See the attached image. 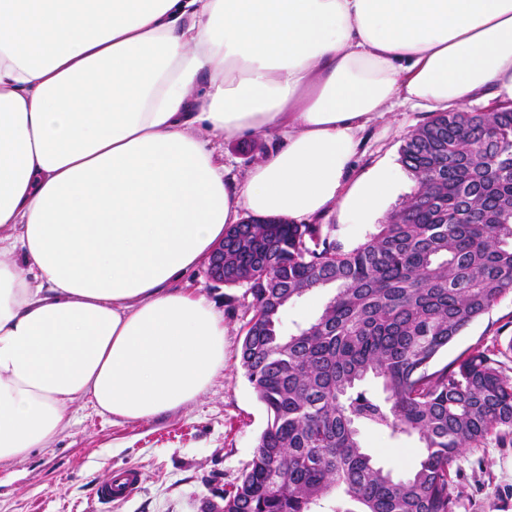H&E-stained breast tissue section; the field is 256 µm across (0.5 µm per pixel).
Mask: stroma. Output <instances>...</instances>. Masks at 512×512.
I'll return each instance as SVG.
<instances>
[{
	"instance_id": "obj_1",
	"label": "stroma",
	"mask_w": 512,
	"mask_h": 512,
	"mask_svg": "<svg viewBox=\"0 0 512 512\" xmlns=\"http://www.w3.org/2000/svg\"><path fill=\"white\" fill-rule=\"evenodd\" d=\"M428 119L422 108L401 105L370 122L361 134L354 171L364 173L381 162L394 165L398 190L390 206H397L414 185L400 165L403 138ZM279 142L272 134L218 141L214 148L228 177L241 180ZM177 285L206 295L223 312V374L195 402L136 423L111 422L89 404L75 402L68 409L69 427L52 447L0 468V512H203L209 503L219 502L225 485L251 460L266 424L265 409L239 363L242 326L249 318L245 289L212 282L200 265ZM330 296V291L316 290L289 303L280 317L282 334L313 320ZM511 342L512 293L457 336L434 365L442 367L478 347L493 350ZM359 437L394 476L416 468V439L395 441L369 425L360 426ZM127 465L139 468V489L126 499L100 500V487ZM451 476L457 512H512V444L504 447L491 439L467 450L453 463Z\"/></svg>"
}]
</instances>
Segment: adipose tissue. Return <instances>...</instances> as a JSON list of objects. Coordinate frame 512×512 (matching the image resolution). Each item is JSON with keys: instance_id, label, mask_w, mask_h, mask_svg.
<instances>
[{"instance_id": "ef3b65f1", "label": "adipose tissue", "mask_w": 512, "mask_h": 512, "mask_svg": "<svg viewBox=\"0 0 512 512\" xmlns=\"http://www.w3.org/2000/svg\"><path fill=\"white\" fill-rule=\"evenodd\" d=\"M512 103V0H0V465L83 401L139 422L224 371V316L171 283L242 212L366 224L353 175L399 103ZM280 133L228 180L195 133Z\"/></svg>"}]
</instances>
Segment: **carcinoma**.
Listing matches in <instances>:
<instances>
[{"instance_id":"carcinoma-1","label":"carcinoma","mask_w":512,"mask_h":512,"mask_svg":"<svg viewBox=\"0 0 512 512\" xmlns=\"http://www.w3.org/2000/svg\"><path fill=\"white\" fill-rule=\"evenodd\" d=\"M400 161L415 186L353 248L334 224H252L224 235V285L246 286L244 376L267 412L252 459L224 489V512H456L450 469L489 437H512V379L477 349L437 355L512 292V109L439 112L409 131ZM333 297L287 336L282 310ZM373 377L384 399L361 388ZM416 437L421 459L396 478L358 426Z\"/></svg>"}]
</instances>
